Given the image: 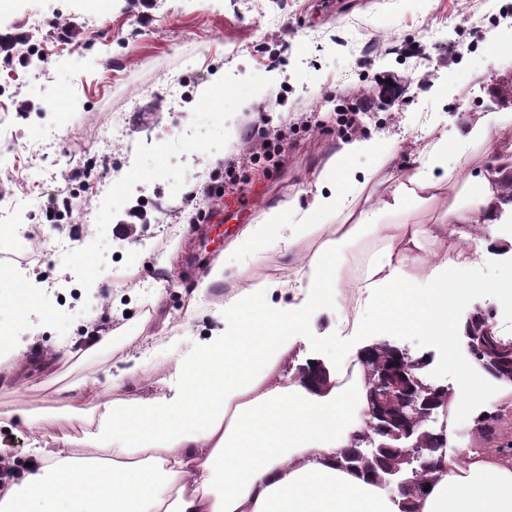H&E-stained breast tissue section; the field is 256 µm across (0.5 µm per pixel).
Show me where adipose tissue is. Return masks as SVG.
I'll use <instances>...</instances> for the list:
<instances>
[{
    "label": "adipose tissue",
    "instance_id": "1",
    "mask_svg": "<svg viewBox=\"0 0 512 512\" xmlns=\"http://www.w3.org/2000/svg\"><path fill=\"white\" fill-rule=\"evenodd\" d=\"M460 138L483 148L484 169L458 180L438 139L394 190L375 183L361 202L344 190L357 179L350 160L387 147L361 136L341 143L333 186L317 189L308 207L263 211L233 243L252 254L275 235L288 279L243 288L235 272L213 268L205 285H234L221 325L193 340L150 395L96 399L93 420L83 406L66 405L53 418L55 447L30 449L26 465L0 451V512H400L398 494L339 464L369 425L359 350H340L320 385L283 366L328 307L352 336L458 337L451 310L465 275L499 249L497 226L512 216L500 199L507 171L497 162L512 142V120L487 113ZM435 204L437 222L411 221L414 209ZM335 214L341 223L315 222ZM321 231L322 244L303 251L301 242ZM365 231L379 250L349 267L345 247ZM430 244L441 247V260L428 258ZM77 423L85 427L80 442L108 457L76 449L68 430ZM432 463L415 512H512V461L443 449Z\"/></svg>",
    "mask_w": 512,
    "mask_h": 512
}]
</instances>
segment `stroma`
Instances as JSON below:
<instances>
[{"mask_svg":"<svg viewBox=\"0 0 512 512\" xmlns=\"http://www.w3.org/2000/svg\"><path fill=\"white\" fill-rule=\"evenodd\" d=\"M3 42L31 51L20 64L0 51V211L41 243L38 265L0 262V289L30 280L41 305L0 304V325L29 359L16 375L0 371V413H58L90 388L111 395L134 336L152 337L155 351L117 392L147 393L172 371L174 337L218 326L226 286H201L216 263L243 270L247 286L287 277L274 244L252 257L231 244L263 211L311 201L313 173L347 139L338 105L366 103L360 135L395 141L394 162L354 159L361 180L348 190L360 200L363 178L396 181L434 139H447L449 165L482 166L463 128L488 112L512 117V0H12L0 12ZM384 78L401 90L395 105L378 98ZM259 114L285 136L278 166L250 170L197 223L187 195L251 148L245 125ZM60 192L75 207L70 222L51 224L45 205ZM68 238L71 252L58 257ZM470 278L477 286L462 292L455 319L479 306L511 332L512 247ZM337 320L322 311L285 371L314 354L334 363ZM94 332L111 342L71 354ZM390 342L429 354L431 383L470 387L490 410L512 403L497 383L464 378L465 347L408 333Z\"/></svg>","mask_w":512,"mask_h":512,"instance_id":"stroma-1","label":"stroma"}]
</instances>
